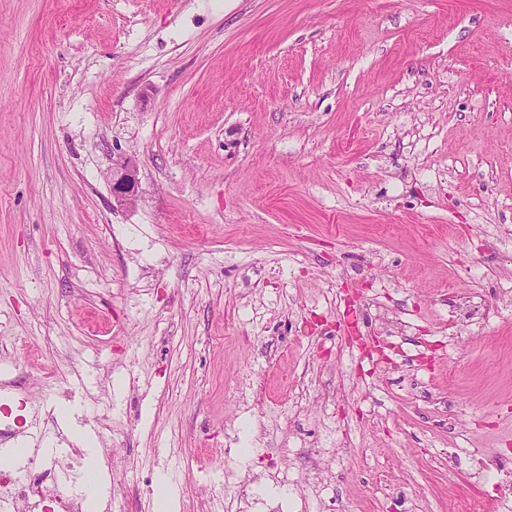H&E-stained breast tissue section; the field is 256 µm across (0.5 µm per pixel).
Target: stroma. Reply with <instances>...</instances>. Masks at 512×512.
<instances>
[{
	"label": "stroma",
	"mask_w": 512,
	"mask_h": 512,
	"mask_svg": "<svg viewBox=\"0 0 512 512\" xmlns=\"http://www.w3.org/2000/svg\"><path fill=\"white\" fill-rule=\"evenodd\" d=\"M510 279L512 0H0V452L94 512H501ZM136 183L137 170L131 157L120 156L112 161V196L118 203H134Z\"/></svg>",
	"instance_id": "obj_1"
}]
</instances>
